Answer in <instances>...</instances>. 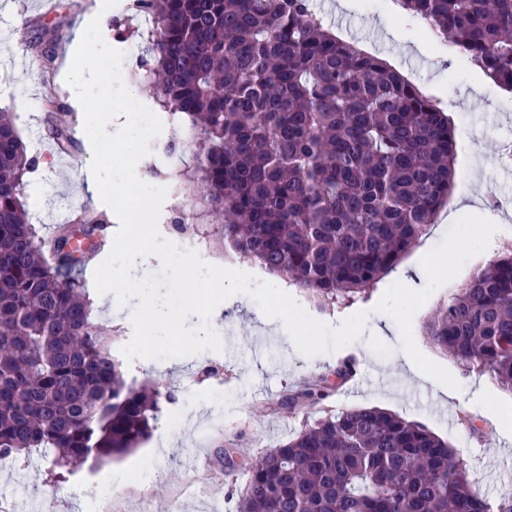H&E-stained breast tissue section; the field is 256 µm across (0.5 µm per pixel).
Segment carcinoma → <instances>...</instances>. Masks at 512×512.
<instances>
[{
	"mask_svg": "<svg viewBox=\"0 0 512 512\" xmlns=\"http://www.w3.org/2000/svg\"><path fill=\"white\" fill-rule=\"evenodd\" d=\"M430 32L512 92V0H399ZM148 18L139 68L191 146L182 184L218 239L328 306L368 297L426 236L454 185L456 141L438 102L326 30L311 0H134ZM31 48L47 70L57 41ZM47 135L75 147L46 98ZM36 157L0 111V458L42 450L49 471L146 441L171 391L129 382L71 269L73 224L49 236L26 217ZM432 342L512 389V246L428 321ZM326 379L282 397L316 406ZM463 455L378 407L328 412L248 469L236 512H490Z\"/></svg>",
	"mask_w": 512,
	"mask_h": 512,
	"instance_id": "cac0c4a2",
	"label": "carcinoma"
}]
</instances>
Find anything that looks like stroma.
<instances>
[{
	"mask_svg": "<svg viewBox=\"0 0 512 512\" xmlns=\"http://www.w3.org/2000/svg\"><path fill=\"white\" fill-rule=\"evenodd\" d=\"M312 3L325 27L371 45L384 60L422 80L425 95L448 108L456 138L455 190L473 199L475 214L501 227L489 247L436 290L412 319L416 346L447 368L460 390L444 394L436 381L419 370H408L397 323L376 311L385 290L400 280V271L378 282L367 300L349 307H320L304 290L268 278L258 265L225 254L208 237L194 248L203 262L251 274L261 282L271 281L330 326H340L354 312L368 311L362 336L339 350L308 357L296 349L280 319L265 323L253 299L236 295L222 303V320L214 328L221 352L184 357L176 374L165 370L160 360L136 359L124 364L127 380L159 381L175 393L174 402L162 403L146 443L111 461H86L58 479L51 477L38 450L17 460L0 461V512H235L253 462L324 413L363 406L422 423L448 441L467 458L472 487L490 505H497L500 495L512 490V390L489 375L465 371L437 349L423 329L424 322L458 288L486 267L504 243L512 241V207L489 210L483 203L490 186L512 199V167L503 166L500 159L502 142L512 139V111L504 106L512 96L462 58L449 57L446 46L427 39L420 20L394 17L391 0H382L373 9L367 8L365 0H352L344 10L337 9L336 0ZM94 8L95 0H56L52 11L44 0H0V108L14 113L32 155L45 162L28 177L24 189L32 216L51 214L61 223L84 209L103 215L108 221L106 243L97 253L103 260L111 251L119 223L108 206L84 201L77 194L81 172L92 161V147L84 132V115L74 105L73 90L62 73L69 63L72 27ZM33 18L62 38L54 76L46 75L28 49L25 23ZM140 25V19L125 6L113 11L103 33L125 54L122 71L127 88L153 110L157 104L135 64L145 53L144 42L131 34ZM49 79L68 105L80 142L77 153H58L46 136L43 94ZM148 159L149 167L140 170L139 177L166 187L169 203L176 197L171 176L192 165L193 153L168 156L154 150ZM348 359L356 364L355 376L334 380L329 397L321 404L292 410L281 407L284 394L320 377H332L336 366ZM222 390L233 392L232 403L218 401Z\"/></svg>",
	"mask_w": 512,
	"mask_h": 512,
	"instance_id": "stroma-1",
	"label": "stroma"
}]
</instances>
